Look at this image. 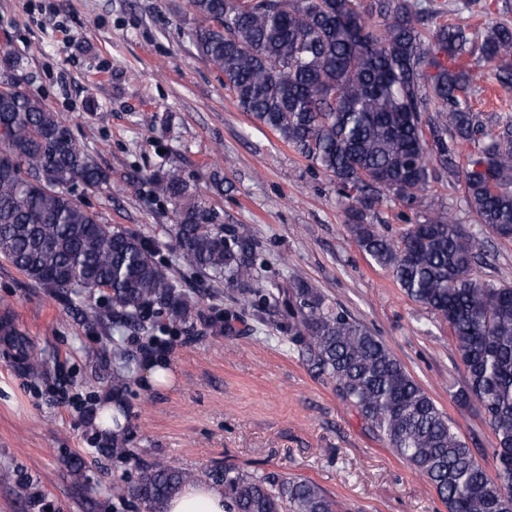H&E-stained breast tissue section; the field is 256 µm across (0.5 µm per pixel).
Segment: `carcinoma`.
Segmentation results:
<instances>
[{
    "label": "carcinoma",
    "instance_id": "obj_1",
    "mask_svg": "<svg viewBox=\"0 0 512 512\" xmlns=\"http://www.w3.org/2000/svg\"><path fill=\"white\" fill-rule=\"evenodd\" d=\"M193 45L229 83L238 106L336 183L347 224L369 261L389 270L403 293L448 324L465 367L454 401L475 408L496 439L495 475L475 458L448 414L383 340L309 283L281 297L288 339L333 385L368 432L420 472L447 512H512V285L474 276L484 235L512 240V124L486 129L467 94L495 71L512 96V25L487 23L474 53L470 34L420 11L412 0H188ZM477 150L459 168L462 147ZM461 172L479 229L445 212L397 239L368 217L388 196L412 206L432 164ZM108 174L41 100L0 81V257L70 303L110 290L100 326L151 332L192 318L193 306L141 233L114 228L87 209L80 192ZM174 203L177 260L240 291H257L255 244L190 193L176 169L153 178ZM166 314L167 322L156 320ZM228 512H339L310 479L228 466L210 476ZM196 475L155 462L115 487L146 512Z\"/></svg>",
    "mask_w": 512,
    "mask_h": 512
}]
</instances>
